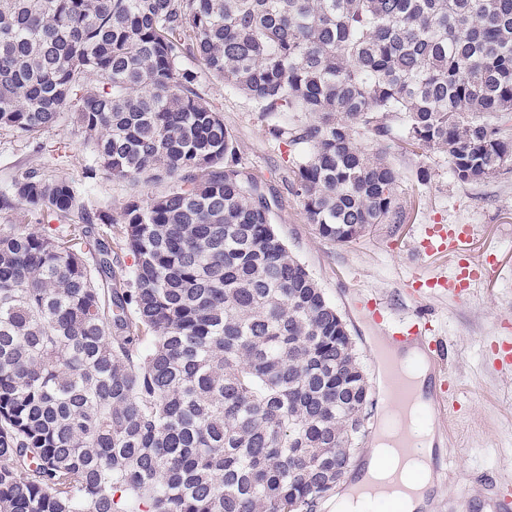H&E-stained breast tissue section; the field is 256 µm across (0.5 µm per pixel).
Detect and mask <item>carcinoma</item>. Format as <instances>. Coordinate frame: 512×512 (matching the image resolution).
I'll use <instances>...</instances> for the list:
<instances>
[{
	"mask_svg": "<svg viewBox=\"0 0 512 512\" xmlns=\"http://www.w3.org/2000/svg\"><path fill=\"white\" fill-rule=\"evenodd\" d=\"M187 58L268 119L329 240L403 219L362 136L512 172V0H0V129L67 112L93 153L0 194L58 221L0 226V512H317L365 435L355 345ZM99 172L166 187L116 218Z\"/></svg>",
	"mask_w": 512,
	"mask_h": 512,
	"instance_id": "obj_1",
	"label": "carcinoma"
}]
</instances>
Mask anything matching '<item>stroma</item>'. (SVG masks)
I'll return each mask as SVG.
<instances>
[{"instance_id": "stroma-1", "label": "stroma", "mask_w": 512, "mask_h": 512, "mask_svg": "<svg viewBox=\"0 0 512 512\" xmlns=\"http://www.w3.org/2000/svg\"><path fill=\"white\" fill-rule=\"evenodd\" d=\"M198 81L237 141L240 169L270 201L276 233L344 319L366 372L375 371L368 338L376 333L361 307L366 294L381 296L392 320L430 318L446 347L444 365L461 390V406L451 417L426 416L439 439L435 453L446 468L436 482L432 512H480L485 481L512 484V370L499 362L502 344L512 341V172L463 183L452 175L446 154L416 156L399 141L361 137L365 150L382 153L397 172L404 217L401 223L378 224L356 240L337 243L309 223L302 198L289 187V151L269 134L253 103L206 72H199ZM40 144L33 149L0 130V192L30 168L77 181L91 162V149L69 118L44 131ZM421 167L428 171L422 182L416 176ZM155 190L150 183L102 176L89 205L115 215L127 201ZM459 224L471 225L473 234L456 254H423L428 233ZM461 258L474 273L468 295L432 292L413 301L409 280L452 275Z\"/></svg>"}]
</instances>
